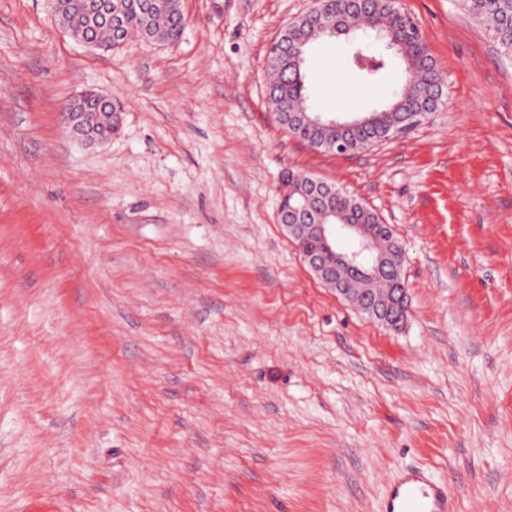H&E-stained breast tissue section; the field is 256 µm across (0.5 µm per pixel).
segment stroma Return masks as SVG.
<instances>
[{
  "label": "stroma",
  "instance_id": "1",
  "mask_svg": "<svg viewBox=\"0 0 512 512\" xmlns=\"http://www.w3.org/2000/svg\"><path fill=\"white\" fill-rule=\"evenodd\" d=\"M315 3L181 0L177 44L106 51L0 0V512H382L412 466L458 512H512V56L461 0H400L437 111L313 149L275 121L266 57ZM351 52H311L320 111L332 72L358 84ZM88 89L123 104L93 146L61 119ZM287 169L402 242L399 329L310 273ZM346 135L349 145L344 141H339L330 147L329 150L339 154L353 152L349 146L361 150L370 140L377 136V133L374 129L366 126H351L347 129Z\"/></svg>",
  "mask_w": 512,
  "mask_h": 512
}]
</instances>
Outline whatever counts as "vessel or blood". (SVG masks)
I'll return each instance as SVG.
<instances>
[{
	"instance_id": "vessel-or-blood-1",
	"label": "vessel or blood",
	"mask_w": 512,
	"mask_h": 512,
	"mask_svg": "<svg viewBox=\"0 0 512 512\" xmlns=\"http://www.w3.org/2000/svg\"><path fill=\"white\" fill-rule=\"evenodd\" d=\"M384 512H454L447 484L432 480L426 469H406L391 485Z\"/></svg>"
}]
</instances>
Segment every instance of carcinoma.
Instances as JSON below:
<instances>
[{"mask_svg": "<svg viewBox=\"0 0 512 512\" xmlns=\"http://www.w3.org/2000/svg\"><path fill=\"white\" fill-rule=\"evenodd\" d=\"M465 10L478 19L501 51L512 55V0H462ZM113 9L124 17V32L119 38L111 32L98 27L92 29L85 12L74 7L59 18L62 27L72 36L82 39L91 38L103 48H118L131 38L144 41L175 44L183 34L181 19L183 10L181 0H111ZM383 17L389 21L386 34L392 48L402 54V83L396 95L391 99L395 108L381 119V125L397 124L400 118L421 108L425 88L436 84L438 72L429 69L430 59L422 36L418 34L413 19L401 12L397 0H364L362 11L348 7L347 0H320L314 10V16H300L290 21L279 33V37L288 40L292 48L303 51L301 63H293L290 57H271L267 67L272 74L268 94L275 109L274 118L283 124L284 112H313L308 85V53L315 45L333 38L331 30L351 28L346 35L355 39V32L362 28L363 16ZM371 57L369 66L358 68L362 84L365 86L377 82L388 69V58L374 52L371 43L361 41L354 46L351 64H356V56ZM107 107L92 104L87 109V125L104 138L112 136L113 130L106 117ZM295 137L311 143H329L336 140V130L320 129L312 131L302 126L294 129ZM349 146L358 150L377 136L374 129L366 126H351L346 131ZM320 179L299 174L292 170L286 172L281 180L280 208L286 210L295 206L307 205V217L296 219V224H317L321 215L328 211L336 212L342 224H364L375 235L378 249L394 256H401L403 245L394 237L392 231L381 222L374 209L344 190L337 194H322L316 191ZM356 290L370 294L381 304L393 298L398 284L393 279L364 278L352 283Z\"/></svg>", "mask_w": 512, "mask_h": 512, "instance_id": "cac0c4a2", "label": "carcinoma"}]
</instances>
